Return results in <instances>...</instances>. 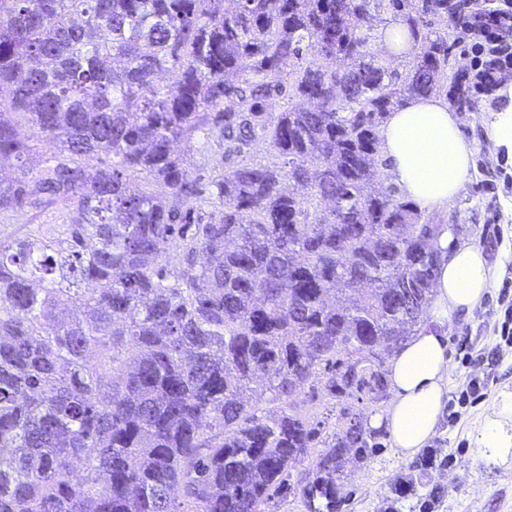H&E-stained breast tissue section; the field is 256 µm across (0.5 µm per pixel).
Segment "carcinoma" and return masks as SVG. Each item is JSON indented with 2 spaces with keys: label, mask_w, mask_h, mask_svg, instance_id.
Instances as JSON below:
<instances>
[{
  "label": "carcinoma",
  "mask_w": 512,
  "mask_h": 512,
  "mask_svg": "<svg viewBox=\"0 0 512 512\" xmlns=\"http://www.w3.org/2000/svg\"><path fill=\"white\" fill-rule=\"evenodd\" d=\"M212 2L0 0V88L27 117L0 97V211L79 214L63 237L0 241V512H338L346 465L378 449L363 415L325 433L296 398L330 372L338 404L386 399V359L427 327L438 223L385 184L378 129L408 96L482 111L512 9ZM375 20L412 52L379 57ZM471 49L473 76L452 64ZM44 136L60 157L32 177ZM199 136L234 163L208 187L173 150ZM260 140L277 160H246ZM99 153L112 165L91 172ZM254 383L279 410L250 405ZM446 466L436 448L410 469ZM392 493L381 512H432L445 488L411 474Z\"/></svg>",
  "instance_id": "obj_1"
}]
</instances>
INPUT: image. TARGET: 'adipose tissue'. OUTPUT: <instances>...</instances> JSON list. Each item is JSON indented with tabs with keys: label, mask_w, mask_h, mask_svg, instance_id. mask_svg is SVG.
Wrapping results in <instances>:
<instances>
[{
	"label": "adipose tissue",
	"mask_w": 512,
	"mask_h": 512,
	"mask_svg": "<svg viewBox=\"0 0 512 512\" xmlns=\"http://www.w3.org/2000/svg\"><path fill=\"white\" fill-rule=\"evenodd\" d=\"M380 140L391 179L417 206L447 207L465 189L473 152L446 100H407L388 113ZM436 246L440 259L429 309L432 327L412 337L391 359L387 380L394 398L384 415L371 420L373 426L385 427L394 446L408 455L434 437L448 401L444 327L470 314L492 285V267L478 247L452 244L444 232ZM478 440L486 458L512 452V393L487 417Z\"/></svg>",
	"instance_id": "ef3b65f1"
}]
</instances>
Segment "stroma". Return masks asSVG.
<instances>
[{
	"mask_svg": "<svg viewBox=\"0 0 512 512\" xmlns=\"http://www.w3.org/2000/svg\"><path fill=\"white\" fill-rule=\"evenodd\" d=\"M512 115V109L491 106L472 114H462L458 124L473 146L469 181L464 193L439 220L455 218L459 232L456 242L483 248L496 271L488 294L470 315L448 326L450 357L449 393H457L468 376L488 382L485 398L459 419L442 415L430 445L448 451L446 470L431 472L432 482L447 486L448 492L436 512H512V456L502 462L484 457L477 444L478 428L485 415L496 409L503 393L512 391V350L501 343L496 332L498 298L505 278H512V151L496 146L490 136L492 124ZM76 219L73 207L57 203L38 210L0 214V240L10 241L34 232L59 234ZM473 362L462 366L464 353ZM383 445L371 463L348 464L346 483L355 492L344 512H380L395 478L407 476L411 457L395 448L389 435H381Z\"/></svg>",
	"mask_w": 512,
	"mask_h": 512,
	"instance_id": "1",
	"label": "stroma"
}]
</instances>
